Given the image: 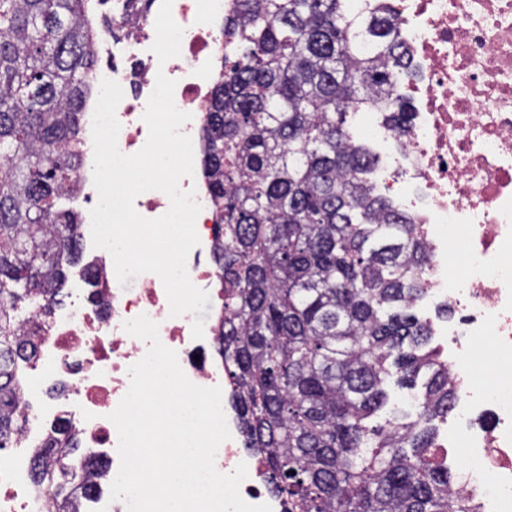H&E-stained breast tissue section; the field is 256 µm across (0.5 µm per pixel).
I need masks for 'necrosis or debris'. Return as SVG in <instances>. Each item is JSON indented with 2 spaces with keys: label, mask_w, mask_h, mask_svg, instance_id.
Returning a JSON list of instances; mask_svg holds the SVG:
<instances>
[{
  "label": "necrosis or debris",
  "mask_w": 512,
  "mask_h": 512,
  "mask_svg": "<svg viewBox=\"0 0 512 512\" xmlns=\"http://www.w3.org/2000/svg\"><path fill=\"white\" fill-rule=\"evenodd\" d=\"M160 5L161 0H146L137 12L128 0H112V29L97 33V55L105 63L95 78L114 80L123 90L116 116L118 147L126 155L147 141L143 115L161 72L176 80L175 105L191 115L182 133L200 146L201 111L217 80L221 23L235 0H173L172 16L183 30L181 54L163 64L151 50ZM348 6L358 13L382 7L412 58L414 76L398 89L412 101L407 124L396 130L382 113L356 112L352 128L364 132L378 154L370 176L375 193L422 224L424 303L446 312L430 328L458 391L434 449L446 460L456 490L470 497L478 512H512V0H348ZM94 109L90 100L82 112L76 200L83 206L82 244L104 275L96 283L82 279L55 310L39 362L21 389L26 400L44 379L62 383L64 390L30 409L25 436L36 437L48 421L65 425L106 471L87 512H127L123 500L106 494L120 467L118 433L109 415L129 389L130 366L149 348L123 324L144 314L158 323L161 343L176 351L192 383L222 390L231 437L217 449V470L229 474L246 464L242 498L282 512L281 500L262 482L261 462L244 446L233 385L217 353L215 315L223 299L215 286L209 191L198 176L180 182L182 189H195L201 206L200 243L189 253L187 269L209 301L204 312L173 317L158 275L143 273L119 283L111 254L92 245L90 212L98 202ZM455 238L464 260L452 270L445 256ZM485 337L494 341L497 381L491 386L473 373V350ZM47 504V491L0 466V512H47Z\"/></svg>",
  "instance_id": "necrosis-or-debris-1"
}]
</instances>
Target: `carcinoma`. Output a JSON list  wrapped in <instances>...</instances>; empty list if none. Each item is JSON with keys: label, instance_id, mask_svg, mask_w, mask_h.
<instances>
[{"label": "carcinoma", "instance_id": "obj_1", "mask_svg": "<svg viewBox=\"0 0 512 512\" xmlns=\"http://www.w3.org/2000/svg\"><path fill=\"white\" fill-rule=\"evenodd\" d=\"M85 0H0V449L24 433L21 378L41 320L81 257L79 215L62 206L93 93L95 29ZM204 109L201 168L215 207L224 294L218 353L246 447L283 512H470L431 454L456 391L408 309L426 295L420 225L372 191L377 156L352 112L412 109L396 93L409 52L383 13L346 0H238ZM422 381L417 419L369 420L387 387ZM47 435L31 479L52 512H77L92 464Z\"/></svg>", "mask_w": 512, "mask_h": 512}]
</instances>
